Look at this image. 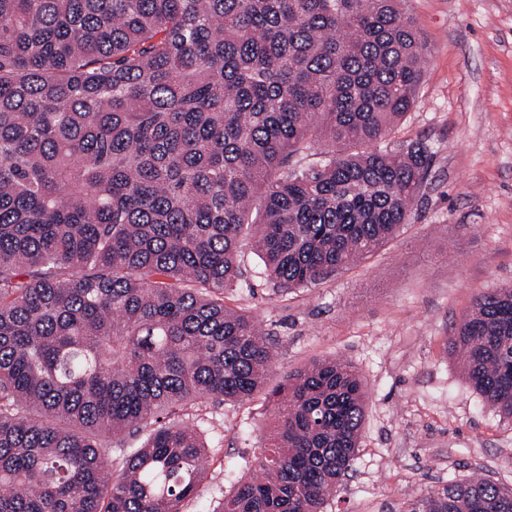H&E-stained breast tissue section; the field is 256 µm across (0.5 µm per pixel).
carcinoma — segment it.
<instances>
[{
    "instance_id": "carcinoma-1",
    "label": "carcinoma",
    "mask_w": 512,
    "mask_h": 512,
    "mask_svg": "<svg viewBox=\"0 0 512 512\" xmlns=\"http://www.w3.org/2000/svg\"><path fill=\"white\" fill-rule=\"evenodd\" d=\"M426 64L400 0H0V512H180L206 444L160 416L241 401L271 368L270 335L224 300L242 234L284 290L395 236L433 153L373 144ZM448 350L512 419L511 285L477 294ZM273 396L256 475L219 512H323L351 469L350 363ZM142 432L110 472L105 449ZM410 512H512V490L450 480Z\"/></svg>"
}]
</instances>
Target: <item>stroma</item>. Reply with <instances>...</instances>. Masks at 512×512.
I'll return each instance as SVG.
<instances>
[{
    "instance_id": "35a3bbf8",
    "label": "stroma",
    "mask_w": 512,
    "mask_h": 512,
    "mask_svg": "<svg viewBox=\"0 0 512 512\" xmlns=\"http://www.w3.org/2000/svg\"><path fill=\"white\" fill-rule=\"evenodd\" d=\"M428 55L414 108L380 141L428 145L433 162L409 224L360 263L306 288L273 289L251 237L228 305L256 314L278 345L270 386L190 408L206 471L181 512H219L273 428L272 386L342 358L367 393L359 448L326 512H410L448 480L512 488V421L486 407L448 338L476 294L512 285V0H404Z\"/></svg>"
}]
</instances>
